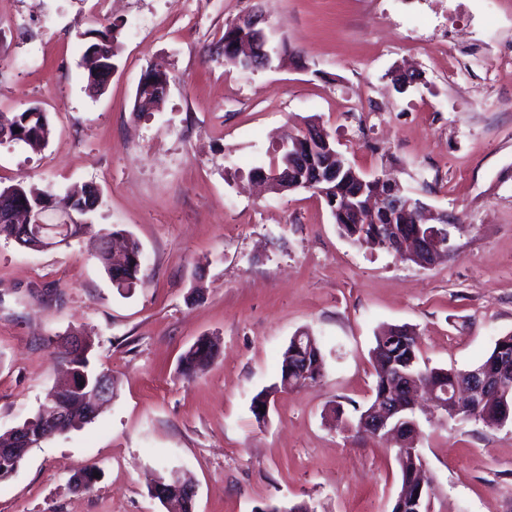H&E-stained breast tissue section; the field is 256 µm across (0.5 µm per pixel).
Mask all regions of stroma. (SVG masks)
Masks as SVG:
<instances>
[{"label": "stroma", "instance_id": "35a3bbf8", "mask_svg": "<svg viewBox=\"0 0 512 512\" xmlns=\"http://www.w3.org/2000/svg\"><path fill=\"white\" fill-rule=\"evenodd\" d=\"M471 20L445 41L431 0H0V113L31 106L51 135L38 150L0 142V187L65 197L87 184L94 212L70 246L0 241V433L33 418L68 364L71 331L115 394L91 423L32 448L0 481V512H163L161 476L192 477L193 512H391L400 473L385 444L332 423L366 404L384 325L408 326L424 361L466 370L512 333V0H466ZM262 16L275 69L224 61V30ZM121 23L104 90H87L88 32ZM476 39L492 55L448 58ZM153 67L171 78L159 109L138 113ZM416 73L404 93L394 70ZM316 120L358 170H389L405 192L447 212L451 260L421 267L352 244L326 203L300 190L258 193L250 172L283 135ZM142 248V280L115 288L96 259L100 232ZM320 342L316 383L278 386L296 331ZM215 358L185 378L197 340ZM270 390L265 421L251 406ZM434 512H512V426H422ZM96 468L90 489L71 478Z\"/></svg>", "mask_w": 512, "mask_h": 512}]
</instances>
